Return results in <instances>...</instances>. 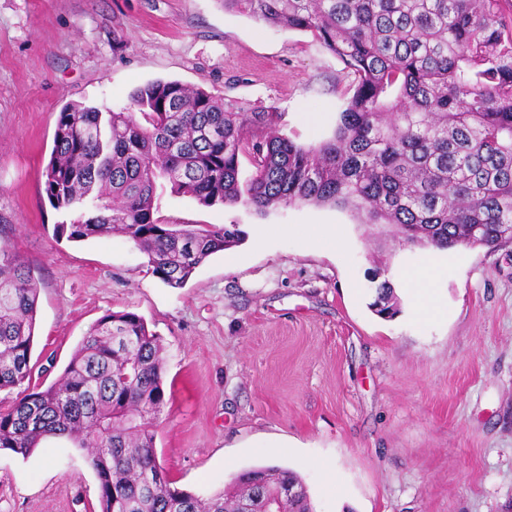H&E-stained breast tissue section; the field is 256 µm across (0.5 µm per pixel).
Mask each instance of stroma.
Returning <instances> with one entry per match:
<instances>
[{"label":"stroma","mask_w":512,"mask_h":512,"mask_svg":"<svg viewBox=\"0 0 512 512\" xmlns=\"http://www.w3.org/2000/svg\"><path fill=\"white\" fill-rule=\"evenodd\" d=\"M156 80L275 107L280 132L310 145L332 135L352 77L311 33L220 0H0V241L40 282L34 382L58 379L104 314L131 311L165 348L155 446L176 487L207 496L277 465L301 475L313 512H512V242L434 254L346 210L206 207L164 181L161 219L245 233L183 287L125 237H55L77 217L41 177L60 112L126 111ZM319 224L341 226V251L313 248ZM430 258L439 302L421 316L408 273ZM376 275L399 299L389 320L369 308ZM97 508L71 443L0 451V512Z\"/></svg>","instance_id":"1"}]
</instances>
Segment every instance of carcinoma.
<instances>
[{
	"label": "carcinoma",
	"mask_w": 512,
	"mask_h": 512,
	"mask_svg": "<svg viewBox=\"0 0 512 512\" xmlns=\"http://www.w3.org/2000/svg\"><path fill=\"white\" fill-rule=\"evenodd\" d=\"M224 9L311 33L354 76L333 135L309 146L279 133L281 113L248 108L179 81L132 95L131 112L82 104L59 114L42 177L57 209H81L57 237L123 234L152 273L182 287L211 255L241 240L238 225L166 224L162 178L200 204L259 213L302 204L389 224L398 241L490 250L512 241V0H220ZM254 171L239 180L240 157ZM39 285L0 245V450L29 457L48 438L86 452L100 512H311L294 471L261 466L201 498L173 486L155 448L165 404L160 337L134 312L109 313L78 344L59 379L31 387ZM393 317L392 285H375ZM292 485L296 492L283 494Z\"/></svg>",
	"instance_id": "cac0c4a2"
}]
</instances>
